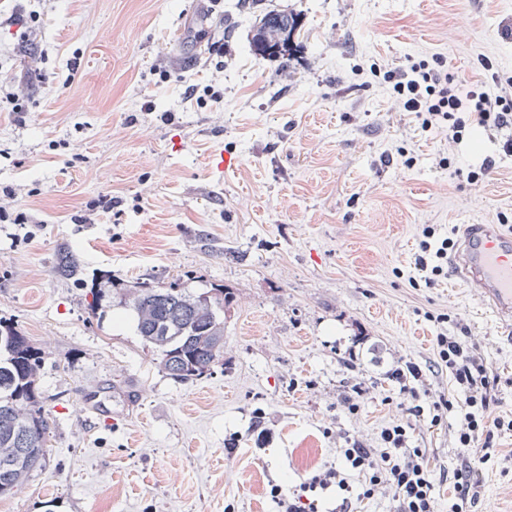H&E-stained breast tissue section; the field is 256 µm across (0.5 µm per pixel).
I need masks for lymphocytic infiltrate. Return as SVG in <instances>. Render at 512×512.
Returning <instances> with one entry per match:
<instances>
[{
  "instance_id": "f902f5d3",
  "label": "lymphocytic infiltrate",
  "mask_w": 512,
  "mask_h": 512,
  "mask_svg": "<svg viewBox=\"0 0 512 512\" xmlns=\"http://www.w3.org/2000/svg\"><path fill=\"white\" fill-rule=\"evenodd\" d=\"M481 80L461 85L440 55L405 57L398 66L376 71L416 131H447L457 139L468 131L486 134L512 129V74L499 70L486 56L474 63ZM452 237H437L432 225H423L414 271L425 283L444 276ZM442 330L434 339L438 366L447 368L456 387L454 395H421L427 375L415 362H405L389 375L409 394V416L430 414L432 425L444 418L458 420L455 441L463 457L460 466L435 471L426 449L414 445L410 424H395L380 433L379 447L352 440L341 449L339 462L323 466L299 485L286 490L271 485L269 494L277 512H321L323 495L336 490V512H351L359 501L387 495L393 512H437L438 481H446L451 495L448 512H476L481 500L483 473L491 461L512 463V454L500 455L502 435L512 432V414L500 413L501 375L472 342L467 326L450 314H437Z\"/></svg>"
}]
</instances>
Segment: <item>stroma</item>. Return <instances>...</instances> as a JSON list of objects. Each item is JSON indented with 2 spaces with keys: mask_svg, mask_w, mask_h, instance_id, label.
I'll list each match as a JSON object with an SVG mask.
<instances>
[{
  "mask_svg": "<svg viewBox=\"0 0 512 512\" xmlns=\"http://www.w3.org/2000/svg\"><path fill=\"white\" fill-rule=\"evenodd\" d=\"M22 9L40 17L27 34L0 26V70L47 78L25 85L24 123L0 112V188L29 218L0 223V318L43 355L52 452L0 512H275L269 484L408 420L387 373L430 365L432 313L461 316L512 410V341L452 276L409 281L422 225L444 236L512 215V157L481 131H414L370 70L439 53L465 84L481 55L512 73V0H221L211 14L204 0H0L2 16ZM283 10L299 17L292 58L254 54L261 19ZM223 154L237 164L222 175ZM442 155L496 165L469 184ZM103 196L111 211L88 213ZM62 246L87 284L53 273ZM101 275L229 288L223 363L171 379L130 315L91 310ZM359 381L371 393L353 415L341 401ZM97 390L100 419L81 405ZM412 423L432 466L460 465L454 420ZM478 510L512 512V473L485 472Z\"/></svg>",
  "mask_w": 512,
  "mask_h": 512,
  "instance_id": "stroma-1",
  "label": "stroma"
}]
</instances>
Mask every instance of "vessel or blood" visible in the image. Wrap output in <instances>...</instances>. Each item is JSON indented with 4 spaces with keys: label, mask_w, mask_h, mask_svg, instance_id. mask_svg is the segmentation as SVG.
<instances>
[{
    "label": "vessel or blood",
    "mask_w": 512,
    "mask_h": 512,
    "mask_svg": "<svg viewBox=\"0 0 512 512\" xmlns=\"http://www.w3.org/2000/svg\"><path fill=\"white\" fill-rule=\"evenodd\" d=\"M448 263L463 287L479 292L495 320L512 328V232L496 224H465Z\"/></svg>",
    "instance_id": "1"
}]
</instances>
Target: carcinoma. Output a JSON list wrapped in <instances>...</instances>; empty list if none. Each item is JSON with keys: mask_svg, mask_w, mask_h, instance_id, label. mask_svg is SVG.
Wrapping results in <instances>:
<instances>
[{"mask_svg": "<svg viewBox=\"0 0 512 512\" xmlns=\"http://www.w3.org/2000/svg\"><path fill=\"white\" fill-rule=\"evenodd\" d=\"M297 27L288 12L266 14L255 51L266 55L288 43ZM57 272L75 277L76 258L60 254ZM117 305L136 316V330L153 345L162 370L172 379L192 383L209 374L224 358V307L230 298L222 287L203 292L161 288L150 282L132 286L110 283ZM42 355L12 324L0 320V496L27 482L48 455L50 423L42 412L38 384Z\"/></svg>", "mask_w": 512, "mask_h": 512, "instance_id": "carcinoma-1", "label": "carcinoma"}]
</instances>
